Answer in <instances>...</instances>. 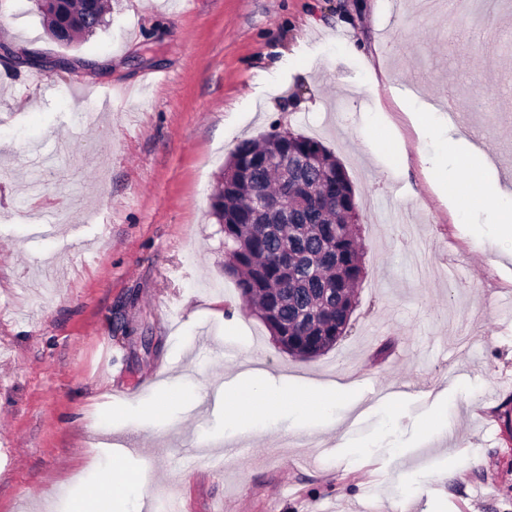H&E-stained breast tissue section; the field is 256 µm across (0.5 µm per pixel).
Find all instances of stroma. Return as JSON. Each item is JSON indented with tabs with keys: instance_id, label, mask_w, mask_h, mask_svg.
<instances>
[{
	"instance_id": "stroma-1",
	"label": "stroma",
	"mask_w": 512,
	"mask_h": 512,
	"mask_svg": "<svg viewBox=\"0 0 512 512\" xmlns=\"http://www.w3.org/2000/svg\"><path fill=\"white\" fill-rule=\"evenodd\" d=\"M106 20L66 46L35 0H0V512H67L112 484L115 442L154 476L128 512H512V240L433 184L453 137L512 188V0L452 30L414 0H114ZM283 130L343 163L363 245L350 327L307 361L241 298L211 215L237 144ZM249 369L283 399L257 432L219 396ZM333 381V424L288 402ZM217 438L247 451L190 459Z\"/></svg>"
}]
</instances>
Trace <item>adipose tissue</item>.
Instances as JSON below:
<instances>
[{"instance_id": "obj_1", "label": "adipose tissue", "mask_w": 512, "mask_h": 512, "mask_svg": "<svg viewBox=\"0 0 512 512\" xmlns=\"http://www.w3.org/2000/svg\"><path fill=\"white\" fill-rule=\"evenodd\" d=\"M449 150L456 173L450 177H437V184L461 201H476L491 212L501 234L512 236V193L484 179L487 161L474 145L460 140L452 142ZM279 406V398L265 389L259 375L253 374L246 377L242 388L230 397L225 414L229 420L257 431ZM111 464L112 491H105L101 486L88 488L82 496L72 500L69 512H125L121 501L123 494L147 496L146 483L137 473L128 470L124 457L113 456Z\"/></svg>"}]
</instances>
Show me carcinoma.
<instances>
[{"instance_id":"obj_1","label":"carcinoma","mask_w":512,"mask_h":512,"mask_svg":"<svg viewBox=\"0 0 512 512\" xmlns=\"http://www.w3.org/2000/svg\"><path fill=\"white\" fill-rule=\"evenodd\" d=\"M70 19L68 39L91 35L105 25L107 4L57 0ZM282 158L310 153L313 166L297 176L263 165V154ZM224 184L212 197V215L224 232L225 271L243 300L256 303V315L278 348L301 360L316 358L343 336L357 305L355 287L364 274L353 184L343 164L320 141L300 134L269 133L241 142L221 170ZM256 190L283 199L288 223L279 211L252 206Z\"/></svg>"}]
</instances>
